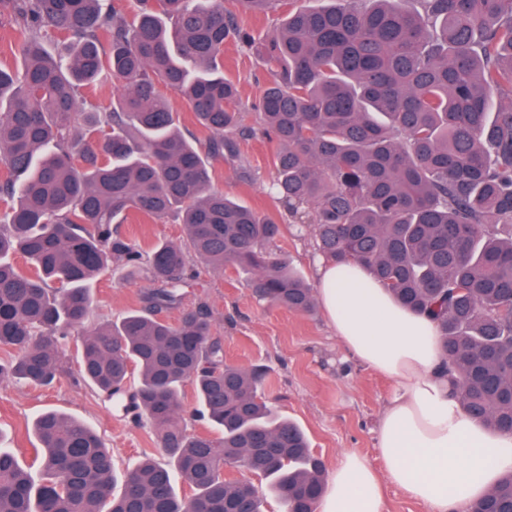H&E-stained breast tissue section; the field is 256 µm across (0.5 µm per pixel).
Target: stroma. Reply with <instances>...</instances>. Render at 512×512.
<instances>
[{"label": "stroma", "instance_id": "stroma-1", "mask_svg": "<svg viewBox=\"0 0 512 512\" xmlns=\"http://www.w3.org/2000/svg\"><path fill=\"white\" fill-rule=\"evenodd\" d=\"M224 73L238 82L242 107L258 99L264 72L254 58L231 43L224 48ZM242 151L254 180L241 181L229 165L216 160L212 163L215 186L257 211L275 212L284 233L273 244V252L288 257L307 280H314L317 254L310 235L297 234L288 212L274 210L267 194L276 143L257 139L244 144ZM118 230L145 250L160 241L184 239L182 224L172 216L159 221L132 218ZM148 286L143 275L118 263L110 265L90 283L95 319L113 320L139 307L141 293ZM201 301L211 308V333L223 342L225 361L272 369L271 382L262 388L267 401L305 430L313 453L325 467H332L346 451L377 458L379 418L391 386L340 346L322 310L304 314L258 302L251 280L231 269L201 271L185 288L184 307ZM62 357L69 371L53 387L0 382V439L16 450L19 459L31 462L38 444L32 422L50 410L91 424L111 449L118 470H125L143 453H156L161 443L152 429L135 423L115 402L85 383L76 339L63 345Z\"/></svg>", "mask_w": 512, "mask_h": 512}]
</instances>
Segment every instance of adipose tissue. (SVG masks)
Listing matches in <instances>:
<instances>
[{"instance_id":"adipose-tissue-1","label":"adipose tissue","mask_w":512,"mask_h":512,"mask_svg":"<svg viewBox=\"0 0 512 512\" xmlns=\"http://www.w3.org/2000/svg\"><path fill=\"white\" fill-rule=\"evenodd\" d=\"M317 299L340 343L388 379L375 470L355 452L330 470L314 512H385L384 484L423 503L428 512H469L512 470V434L487 431L466 414L440 372L437 328L398 305L365 270L320 258Z\"/></svg>"}]
</instances>
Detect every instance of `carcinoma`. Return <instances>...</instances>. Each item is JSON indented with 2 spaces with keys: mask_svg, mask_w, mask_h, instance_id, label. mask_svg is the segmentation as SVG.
<instances>
[{
  "mask_svg": "<svg viewBox=\"0 0 512 512\" xmlns=\"http://www.w3.org/2000/svg\"><path fill=\"white\" fill-rule=\"evenodd\" d=\"M0 0L23 35L20 65H0V381L48 385L61 344L95 308L86 283L121 262L158 287L140 307L81 334L83 379L159 438L117 474L90 425L55 411L34 422L40 478L0 447V512H240L239 465L266 481L246 512H313L325 467L303 429L260 392L270 369L224 362L205 302L182 308L198 267L253 275V293L315 310L314 288L269 250L282 235L213 183L221 158L251 181L241 144L278 145L274 206L308 229L316 251L358 262L401 305L431 318L461 407L512 431V0ZM271 15L262 35L242 15ZM61 38L66 54L45 44ZM233 41L266 81L240 115L224 76ZM124 82L109 108L88 97ZM199 134L185 136L168 93ZM176 216L180 244L143 252L113 224ZM20 255L23 267L11 260ZM179 311L176 320L171 313ZM191 417L221 436L188 431ZM133 476L131 492L127 476ZM512 512V472L472 505Z\"/></svg>",
  "mask_w": 512,
  "mask_h": 512,
  "instance_id": "obj_1",
  "label": "carcinoma"
}]
</instances>
